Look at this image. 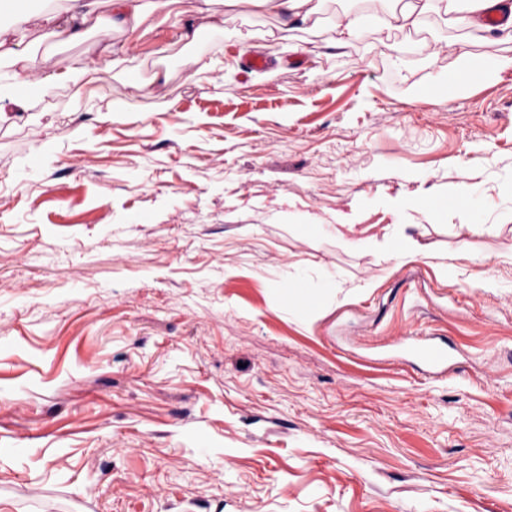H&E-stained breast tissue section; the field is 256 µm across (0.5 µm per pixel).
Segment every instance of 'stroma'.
Returning a JSON list of instances; mask_svg holds the SVG:
<instances>
[{"instance_id":"obj_1","label":"stroma","mask_w":512,"mask_h":512,"mask_svg":"<svg viewBox=\"0 0 512 512\" xmlns=\"http://www.w3.org/2000/svg\"><path fill=\"white\" fill-rule=\"evenodd\" d=\"M155 2L66 44L35 0L0 25L30 81L103 69L0 121V512H512V71L427 97L455 25L337 51ZM428 335L438 376L398 349ZM99 71V68L96 66L83 64L73 69L48 72L39 79V83L44 88H50L80 79L83 80L86 85L93 86L100 80Z\"/></svg>"}]
</instances>
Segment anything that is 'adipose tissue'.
<instances>
[{"instance_id": "1", "label": "adipose tissue", "mask_w": 512, "mask_h": 512, "mask_svg": "<svg viewBox=\"0 0 512 512\" xmlns=\"http://www.w3.org/2000/svg\"><path fill=\"white\" fill-rule=\"evenodd\" d=\"M383 11L370 16L361 12L343 11L336 19L334 34L327 45L333 49L347 46L368 24L385 29H419L427 25L429 18L449 20L470 34L498 36L501 41H512V23L489 27L481 17L490 4H498L512 12V0H381ZM257 11H275L291 25L316 29L321 20L310 0H249Z\"/></svg>"}]
</instances>
